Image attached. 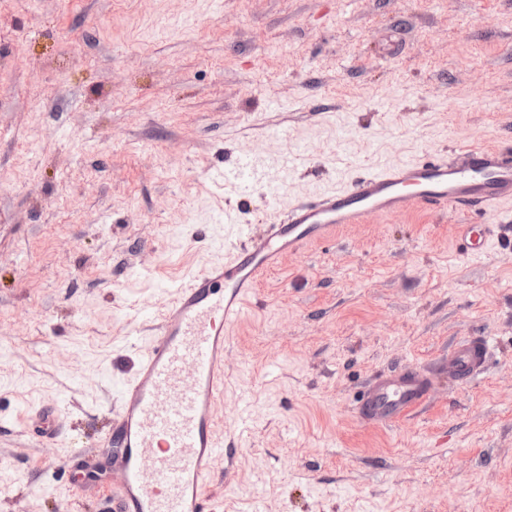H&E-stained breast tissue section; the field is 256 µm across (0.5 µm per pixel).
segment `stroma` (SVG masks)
I'll return each mask as SVG.
<instances>
[{
    "label": "stroma",
    "instance_id": "35a3bbf8",
    "mask_svg": "<svg viewBox=\"0 0 512 512\" xmlns=\"http://www.w3.org/2000/svg\"><path fill=\"white\" fill-rule=\"evenodd\" d=\"M512 147V0H0V512H117L108 432L157 311L368 164ZM292 152L276 192L217 169ZM467 210L369 218L285 256L224 357V512H512V246ZM466 336L480 378L358 419L360 387ZM57 405L89 472L20 419Z\"/></svg>",
    "mask_w": 512,
    "mask_h": 512
}]
</instances>
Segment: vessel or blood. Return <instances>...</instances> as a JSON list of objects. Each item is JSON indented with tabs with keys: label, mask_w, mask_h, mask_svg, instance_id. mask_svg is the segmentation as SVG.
<instances>
[{
	"label": "vessel or blood",
	"mask_w": 512,
	"mask_h": 512,
	"mask_svg": "<svg viewBox=\"0 0 512 512\" xmlns=\"http://www.w3.org/2000/svg\"><path fill=\"white\" fill-rule=\"evenodd\" d=\"M506 205L512 206V153L463 142L450 157L372 166L313 200L292 203L265 233L243 237L223 259L190 275L163 306L151 338L135 350L134 370L121 380L112 417V445L121 451L118 512H216L207 486L224 453L215 433L224 351L260 278L285 254L373 214L461 208L482 221L462 225L457 246L480 256L493 241L512 238V225L497 221ZM491 358L488 339L473 336L456 344L441 368L473 381ZM430 396V372H383L365 385L357 415L388 426Z\"/></svg>",
	"instance_id": "vessel-or-blood-1"
}]
</instances>
